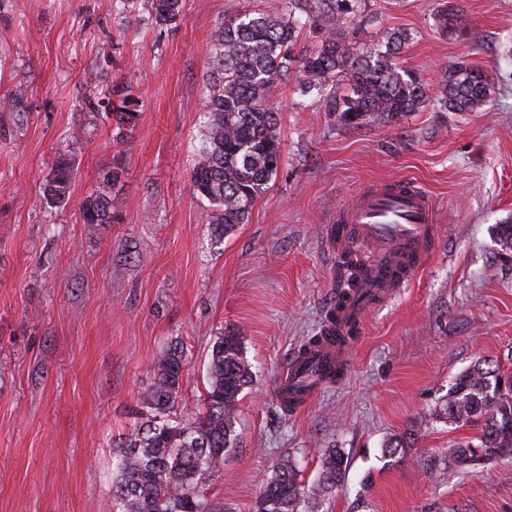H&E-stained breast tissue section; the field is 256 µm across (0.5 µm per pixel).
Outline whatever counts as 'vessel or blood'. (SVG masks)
I'll use <instances>...</instances> for the list:
<instances>
[{
  "label": "vessel or blood",
  "instance_id": "obj_1",
  "mask_svg": "<svg viewBox=\"0 0 512 512\" xmlns=\"http://www.w3.org/2000/svg\"><path fill=\"white\" fill-rule=\"evenodd\" d=\"M339 222L341 232L331 235L337 254L355 257L367 244L375 258L364 264L344 296L336 299L335 322L323 325L325 333L340 335V342L325 345L307 357L292 355L288 363L292 373L327 363L347 370L350 337L359 335L369 314L411 280L437 234L432 199L410 182L356 196L341 209Z\"/></svg>",
  "mask_w": 512,
  "mask_h": 512
}]
</instances>
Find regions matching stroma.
<instances>
[{
    "label": "stroma",
    "mask_w": 512,
    "mask_h": 512,
    "mask_svg": "<svg viewBox=\"0 0 512 512\" xmlns=\"http://www.w3.org/2000/svg\"><path fill=\"white\" fill-rule=\"evenodd\" d=\"M275 0H187L156 26L147 0H0V512H118L112 441L136 423L160 349L182 347L176 418L203 408L212 342L232 328L253 380L237 404V437L207 481L224 512H253L277 462L290 458L311 496L302 512H512V459L481 472L449 469L450 444L471 426L434 416L475 362L512 372V0H456L465 37L442 34L438 0H366L347 23L351 57L407 31L400 67L434 79L464 61L494 86L483 112L430 104L393 125L352 129L300 96L286 77L285 162L248 223L216 242L190 187L206 47L225 11ZM125 83L140 97L133 129L81 108ZM74 165L65 205L44 203L58 156ZM121 164L117 183L105 175ZM412 182L437 204L439 236L409 286L372 312L337 383L300 410L276 405L290 356L321 328L340 283L328 249L336 213L364 190ZM106 193L112 221L87 224ZM406 439V451L387 443ZM346 460L335 493L315 496L322 449Z\"/></svg>",
    "instance_id": "obj_1"
}]
</instances>
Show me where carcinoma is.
<instances>
[{
    "mask_svg": "<svg viewBox=\"0 0 512 512\" xmlns=\"http://www.w3.org/2000/svg\"><path fill=\"white\" fill-rule=\"evenodd\" d=\"M185 7L186 0H150V15L155 25L168 26ZM365 7L366 0H278L270 10L221 14L207 53L210 78L197 118L200 134L191 174L192 193L207 203L206 223L217 241L248 222L279 173L280 119L269 101L286 76H294L301 95L319 96L325 111L356 129L388 125L433 100L447 112H476L489 103V76L462 61L442 69L435 85L398 68L396 54L409 41L405 31H390L383 43L350 58L342 25L361 16ZM436 19L443 33L465 36L467 20L456 4H444ZM307 26L319 29L321 38L299 50L298 38ZM339 81L348 85L344 94L336 91ZM138 107L139 99L128 86L104 110L117 129L126 130L135 126ZM72 179L71 162L57 159L43 199L64 204ZM110 208L107 195L90 196L82 209L83 223H112ZM250 378L241 336L232 329L220 332L207 365L206 412L176 420L172 412L184 380V354L172 345L159 352L154 383L139 399L145 421L116 444L112 498L119 512H221L205 483L222 468L224 452L236 439L235 411ZM436 416L450 424L480 427L476 441L448 448L449 469L472 472L488 460L512 456V375L475 363L448 389ZM346 468L338 449H325L318 492H335ZM304 498L294 465L283 458L263 485L254 512H299Z\"/></svg>",
    "mask_w": 512,
    "mask_h": 512,
    "instance_id": "carcinoma-1",
    "label": "carcinoma"
}]
</instances>
